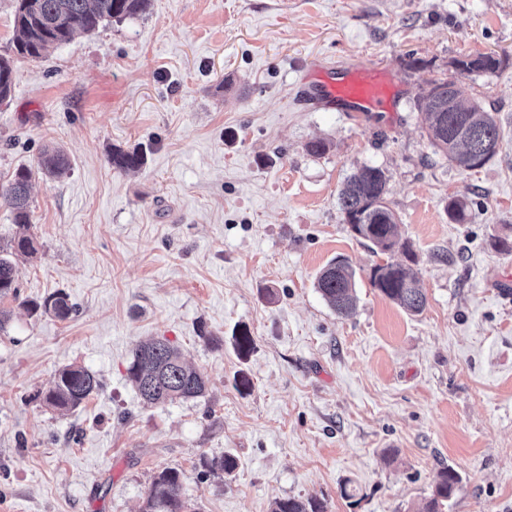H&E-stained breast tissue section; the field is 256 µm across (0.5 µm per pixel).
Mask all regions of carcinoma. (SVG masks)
<instances>
[{"label": "carcinoma", "instance_id": "obj_1", "mask_svg": "<svg viewBox=\"0 0 512 512\" xmlns=\"http://www.w3.org/2000/svg\"><path fill=\"white\" fill-rule=\"evenodd\" d=\"M149 0H16L14 10L13 54L0 57V102L10 98L13 87L14 58L30 61L43 59L52 49L68 41L78 32L91 33L105 22H121L139 16L147 10ZM499 61L491 55L460 59L455 68L462 73L493 72ZM425 114L428 136L432 146L448 160L464 169L485 165L497 154L495 146L501 141L499 127L493 115L479 104H466L459 112L448 109V83L435 81L418 101ZM471 131L470 143L460 146L454 132L460 122ZM141 148H115L108 157L118 171H138L146 164ZM70 168L65 153L58 147L46 145L40 153L38 170L49 177H61ZM33 177L30 168L17 169L4 184L0 183V203L10 209L15 234L0 253V298L18 295L14 254L33 255L38 242L31 232L29 187ZM387 177L374 166L357 169L339 193L341 210L351 231L360 239L386 252L388 241L397 238L398 218L386 202ZM407 262L373 266L370 284L391 302L405 311L418 314L426 306V294L418 286L412 264L415 254L401 244ZM316 288L338 316L350 315L357 302L355 271L345 259L333 260L316 281ZM31 313L50 314L65 320L74 311V304L63 292L54 293L41 303L28 304ZM128 379L144 403L161 405L177 399L187 400L206 393L204 375L182 358L181 352L166 340H151L138 344L132 352ZM100 388L97 375L82 366H66L58 371L53 386L43 395L50 407L73 410L88 400ZM460 476L449 466L437 472L433 496L422 512H443L452 499ZM181 473L165 469L150 484L145 512H187ZM271 512H327L317 498L287 497L274 501Z\"/></svg>", "mask_w": 512, "mask_h": 512}]
</instances>
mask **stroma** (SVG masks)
I'll list each match as a JSON object with an SVG mask.
<instances>
[{"label":"stroma","instance_id":"obj_1","mask_svg":"<svg viewBox=\"0 0 512 512\" xmlns=\"http://www.w3.org/2000/svg\"><path fill=\"white\" fill-rule=\"evenodd\" d=\"M480 54L499 68L456 70ZM314 64L388 67L396 111L310 108ZM446 80L500 126L482 167L428 139L418 100ZM48 143L69 157L63 179L35 171ZM115 147L145 149V166L116 172ZM364 165L388 177L422 313L369 282L403 251L373 253L344 221L340 189ZM20 167L35 171L39 251L0 301V512H143L167 468L195 512H270L289 496L420 512L444 466L461 477L450 512H512V295L498 286L512 253L494 247L512 243V0H150L15 61L0 181ZM335 258L356 272L347 317L315 286ZM57 292L77 308L67 320L28 311ZM157 338L204 374V397L143 404L127 368ZM72 364L101 387L60 412L42 395ZM227 454L232 475L202 465Z\"/></svg>","mask_w":512,"mask_h":512}]
</instances>
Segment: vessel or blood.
Wrapping results in <instances>:
<instances>
[{"label": "vessel or blood", "mask_w": 512, "mask_h": 512, "mask_svg": "<svg viewBox=\"0 0 512 512\" xmlns=\"http://www.w3.org/2000/svg\"><path fill=\"white\" fill-rule=\"evenodd\" d=\"M308 97L336 112H391L397 102L386 71L377 67L344 70L339 78L317 82Z\"/></svg>", "instance_id": "b4317fda"}]
</instances>
